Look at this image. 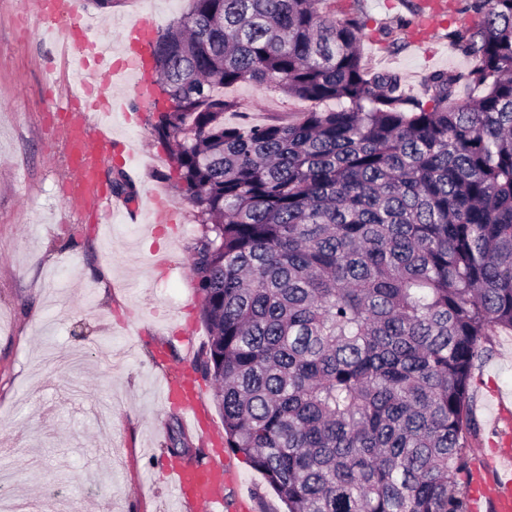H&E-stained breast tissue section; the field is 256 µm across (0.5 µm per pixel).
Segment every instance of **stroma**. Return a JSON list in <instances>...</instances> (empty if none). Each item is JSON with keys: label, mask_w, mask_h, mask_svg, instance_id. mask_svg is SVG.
Listing matches in <instances>:
<instances>
[{"label": "stroma", "mask_w": 512, "mask_h": 512, "mask_svg": "<svg viewBox=\"0 0 512 512\" xmlns=\"http://www.w3.org/2000/svg\"><path fill=\"white\" fill-rule=\"evenodd\" d=\"M90 37L121 47L120 25L151 19L165 29L188 0H116L100 9L76 0ZM421 0H335L337 17L361 15L363 54L381 70L398 73L411 94L437 70H464L470 60L449 45L456 13L420 26ZM400 21L392 41L379 25ZM33 0H0V471L10 473L9 501L23 512H164L172 496L162 465L169 435L181 426L178 407L160 402L170 368L192 361L207 343L203 297L190 270L201 234L191 205L175 186L173 164L151 139L145 112L112 132L131 143L132 157L113 152L137 192L141 223L102 225L67 212L73 187L53 135L59 93L57 44L44 34ZM240 109L228 122L254 124L299 118L304 103L248 83L227 89ZM179 213L175 230L149 223L153 198ZM170 266L154 272L155 252ZM473 407L485 435L478 449L501 442L512 418H498V398L512 397V334L493 339L475 370ZM206 416L187 433L188 459L208 450V434L224 423L207 381H199ZM235 483L230 498L250 512H283L284 505L243 456L228 453Z\"/></svg>", "instance_id": "1"}]
</instances>
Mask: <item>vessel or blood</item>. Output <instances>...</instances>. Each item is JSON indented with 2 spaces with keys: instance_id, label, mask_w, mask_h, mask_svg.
Here are the masks:
<instances>
[{
  "instance_id": "vessel-or-blood-1",
  "label": "vessel or blood",
  "mask_w": 512,
  "mask_h": 512,
  "mask_svg": "<svg viewBox=\"0 0 512 512\" xmlns=\"http://www.w3.org/2000/svg\"><path fill=\"white\" fill-rule=\"evenodd\" d=\"M39 16L62 26L66 43L75 50L72 71L66 86H86L100 77L118 76L120 69L112 64V44L108 41H91L90 24L78 10L76 0H38ZM154 25L141 20L125 28L123 48L127 55L124 70L135 77L139 95L151 92V80L143 69V60L152 47ZM123 101L105 107L100 99L87 98L81 107H74L72 95H65L59 102L60 120L56 130L70 160V169L76 177V190L67 199L66 206L72 213L95 211L111 217L117 209H125L129 220H136L134 206H122L112 198L100 178L101 156L105 147L112 144V130L107 122L113 110H125ZM160 400L179 403L189 421H197L202 411V399L192 378L189 366L177 368V377L159 392ZM478 465L492 476L491 490L485 496L489 512H512V451L503 449L481 454ZM167 479L179 502L192 507L208 508L209 512H223L224 489L233 477L226 458L213 454L193 464L171 461L166 467Z\"/></svg>"
}]
</instances>
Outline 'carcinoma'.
Listing matches in <instances>:
<instances>
[{
  "instance_id": "carcinoma-1",
  "label": "carcinoma",
  "mask_w": 512,
  "mask_h": 512,
  "mask_svg": "<svg viewBox=\"0 0 512 512\" xmlns=\"http://www.w3.org/2000/svg\"><path fill=\"white\" fill-rule=\"evenodd\" d=\"M329 2L189 0L155 34L149 133L201 226L193 370L287 512H472L475 370L512 334V0H457L474 64L421 97ZM239 83L313 107L229 123Z\"/></svg>"
}]
</instances>
